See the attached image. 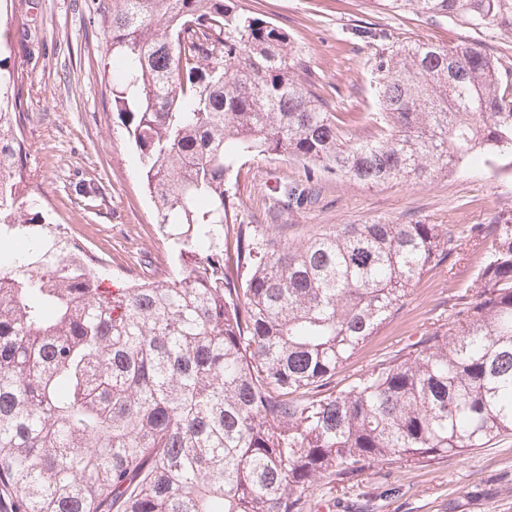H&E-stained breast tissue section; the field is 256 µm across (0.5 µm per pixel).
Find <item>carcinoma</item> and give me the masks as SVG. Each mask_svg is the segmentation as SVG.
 Returning a JSON list of instances; mask_svg holds the SVG:
<instances>
[{
  "mask_svg": "<svg viewBox=\"0 0 512 512\" xmlns=\"http://www.w3.org/2000/svg\"><path fill=\"white\" fill-rule=\"evenodd\" d=\"M112 101L128 116L178 269L112 290L19 192L22 91L0 71L3 512H306L314 482L512 436V218L473 224L475 294L435 331L335 392L336 368L415 282L449 262L440 224H336L295 244L237 222L245 157L363 184L429 182L512 156V70L484 50L409 42L374 54L379 133L349 136L301 73L305 53L238 0H111ZM434 24L512 33V0H383Z\"/></svg>",
  "mask_w": 512,
  "mask_h": 512,
  "instance_id": "cac0c4a2",
  "label": "carcinoma"
}]
</instances>
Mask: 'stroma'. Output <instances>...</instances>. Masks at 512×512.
<instances>
[{"instance_id": "stroma-1", "label": "stroma", "mask_w": 512, "mask_h": 512, "mask_svg": "<svg viewBox=\"0 0 512 512\" xmlns=\"http://www.w3.org/2000/svg\"><path fill=\"white\" fill-rule=\"evenodd\" d=\"M111 0H0V68L24 78L28 153L25 201L70 228L113 282L160 281L173 269L145 187L138 154L112 106L102 26ZM287 31L305 51L327 109L352 137L375 135L371 65L376 51L410 41L472 43L512 63V34L465 24L434 25L384 10L376 0H240ZM383 37L368 42L367 31ZM304 181L302 161L275 154L242 160L229 185L239 221L278 224L299 241L323 227L382 220L440 224L461 235L512 217V160L460 167L429 183L365 185L323 175L317 203L283 208L273 187ZM454 267L426 273L398 309L336 372L345 389L381 361L438 329L460 292L473 288L477 253L462 239ZM307 512H512V437L424 463L379 464L347 482L319 480Z\"/></svg>"}]
</instances>
